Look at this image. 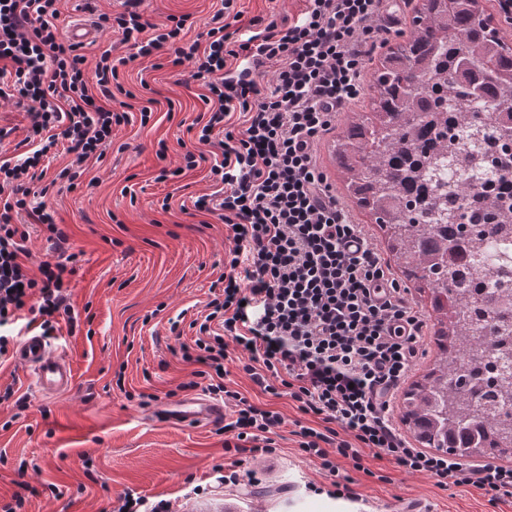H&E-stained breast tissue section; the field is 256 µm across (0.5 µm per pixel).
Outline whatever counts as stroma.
Instances as JSON below:
<instances>
[{"mask_svg": "<svg viewBox=\"0 0 512 512\" xmlns=\"http://www.w3.org/2000/svg\"><path fill=\"white\" fill-rule=\"evenodd\" d=\"M419 0H382V31L363 70L360 96L340 114L317 145V161L355 223L364 226L372 246L385 253L373 217L348 198L333 145L347 125L367 111L371 84L380 58L404 43L413 30ZM220 0H144L143 18L151 25L168 16L189 15L184 44L205 41ZM55 21L67 32L77 20L93 22L98 14L122 12L121 0H59ZM113 58H127L119 81L131 91L129 121L115 127L112 144L101 160L89 161L86 177L95 188H69L57 182L47 196H32L31 205L46 204L69 235L67 253L76 257L71 303L90 310L89 327L69 333L60 326L50 343L73 363L76 380L67 393L40 395L27 369L15 358L0 361V389L13 388L27 398L25 411L0 404V499L10 498L19 464L32 488L24 512H107L125 493L148 502L171 501L174 512H400L405 499L425 502L429 512H512V499L492 500L473 486L440 488L422 473L409 474L377 450L361 451V463L337 458V474L298 446V425H314L288 397L266 395L242 370L246 353L228 345V387L260 406L278 411L284 423L271 455L225 451L216 426H175L156 412L170 391L190 381L191 367L177 353L180 342L195 336L190 323L202 318L212 298L210 285L224 273L229 243L224 224L195 212V197L214 189L208 163L176 174L186 151L210 153L189 126L205 112L206 89L190 79L191 64L176 67L173 51L129 60L120 34L95 33L79 48L87 71H94L103 47ZM150 106L149 120L140 110ZM170 177H162V169ZM181 317L180 334L169 321ZM149 395L141 404L140 395ZM92 460L83 468L82 456ZM256 470L262 479L248 489L224 484L220 471ZM350 481L351 497L327 495L334 478ZM322 486L319 494L306 483ZM58 493H51V486ZM201 494H193V487Z\"/></svg>", "mask_w": 512, "mask_h": 512, "instance_id": "stroma-1", "label": "stroma"}]
</instances>
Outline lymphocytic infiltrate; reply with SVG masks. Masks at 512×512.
<instances>
[{"mask_svg":"<svg viewBox=\"0 0 512 512\" xmlns=\"http://www.w3.org/2000/svg\"><path fill=\"white\" fill-rule=\"evenodd\" d=\"M144 0H125L117 15L99 14L100 30L118 31L135 57H149L175 42L186 16L147 27ZM237 0H223L205 44L178 48L176 64L191 62L204 81L209 110L192 127L203 144H216L210 173L216 195L194 202L228 230L224 276L212 282L209 312L181 358L194 370L189 388L223 395L232 414L224 432L250 452L270 454L279 413L227 389L228 343L248 355L243 369L264 393L288 396L321 428L300 427L298 446L335 471L330 452L360 461L361 449L391 456L408 473L439 486L474 485L493 499L512 497V468L472 463L411 447L392 422L391 402L418 356L423 321L390 269L365 246L361 225L349 218L316 163V146L337 112L362 89L363 45L377 33L381 0H305L295 20L250 19L245 31ZM57 0H0V99L28 108L30 149L0 162V357L11 337L3 327L22 315L51 336L60 323L75 327L69 303L73 271L43 262L30 275L24 258L27 216L51 240L68 236L46 207H30L42 162L66 151L71 162L58 176L76 180L84 163L102 158L113 127L128 115L113 111L118 67L104 50L94 75L57 28ZM241 58L228 69V57ZM104 98L96 103L87 81Z\"/></svg>","mask_w":512,"mask_h":512,"instance_id":"lymphocytic-infiltrate-1","label":"lymphocytic infiltrate"}]
</instances>
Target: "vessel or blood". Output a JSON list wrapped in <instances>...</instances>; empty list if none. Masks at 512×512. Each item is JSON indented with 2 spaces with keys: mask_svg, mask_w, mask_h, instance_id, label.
<instances>
[{
  "mask_svg": "<svg viewBox=\"0 0 512 512\" xmlns=\"http://www.w3.org/2000/svg\"><path fill=\"white\" fill-rule=\"evenodd\" d=\"M16 361L32 370L38 391L56 397L71 390L75 373L69 359L53 352L47 339L33 333L26 336L15 352ZM161 420L180 426L218 423L224 418L222 404L204 397L180 398L158 412Z\"/></svg>",
  "mask_w": 512,
  "mask_h": 512,
  "instance_id": "vessel-or-blood-1",
  "label": "vessel or blood"
}]
</instances>
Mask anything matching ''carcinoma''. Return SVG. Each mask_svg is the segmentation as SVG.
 <instances>
[{
  "instance_id": "carcinoma-1",
  "label": "carcinoma",
  "mask_w": 512,
  "mask_h": 512,
  "mask_svg": "<svg viewBox=\"0 0 512 512\" xmlns=\"http://www.w3.org/2000/svg\"><path fill=\"white\" fill-rule=\"evenodd\" d=\"M492 23L480 0H422L413 35L373 76L370 111L334 151L349 197L375 218L405 279L431 293L439 357L404 394L403 420L425 448L509 460V354L471 346L512 333V156L497 154L512 140V49ZM459 303L473 311L464 325ZM464 356L496 358L484 390L471 364L449 367Z\"/></svg>"
}]
</instances>
